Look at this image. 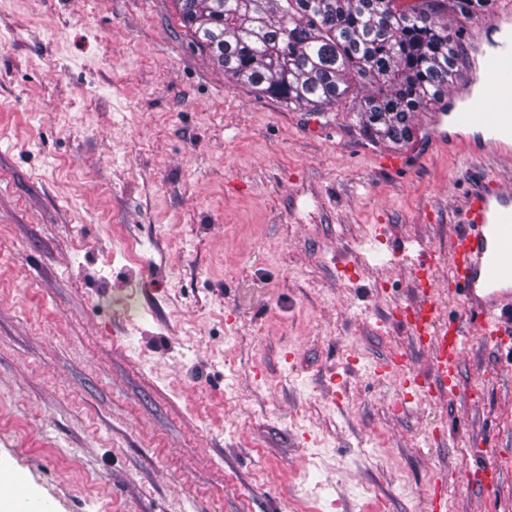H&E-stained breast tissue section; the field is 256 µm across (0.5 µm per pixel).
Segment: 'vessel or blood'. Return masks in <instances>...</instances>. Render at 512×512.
Instances as JSON below:
<instances>
[{
  "mask_svg": "<svg viewBox=\"0 0 512 512\" xmlns=\"http://www.w3.org/2000/svg\"><path fill=\"white\" fill-rule=\"evenodd\" d=\"M511 23L512 0H499L493 20L465 34L467 44L478 49L489 46L494 59V80L480 100L483 113L458 111L459 102L473 95L467 82L429 118L432 136L451 121L476 131L475 137L465 140L471 166L468 188L458 202L462 229L455 252L459 259L448 287L464 313L438 321L436 304L429 296L412 307L413 329L434 338L433 358L441 383L454 376L466 332L489 334L495 347L512 350V41L498 36L503 25Z\"/></svg>",
  "mask_w": 512,
  "mask_h": 512,
  "instance_id": "obj_1",
  "label": "vessel or blood"
}]
</instances>
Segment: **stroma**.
<instances>
[{
    "label": "stroma",
    "mask_w": 512,
    "mask_h": 512,
    "mask_svg": "<svg viewBox=\"0 0 512 512\" xmlns=\"http://www.w3.org/2000/svg\"><path fill=\"white\" fill-rule=\"evenodd\" d=\"M428 119L394 145L232 85L173 0H0L12 493L53 512H512V353L463 337L438 390L405 322L426 288L463 312L468 169L459 126L434 143ZM402 246L432 268L413 276Z\"/></svg>",
    "instance_id": "35a3bbf8"
}]
</instances>
